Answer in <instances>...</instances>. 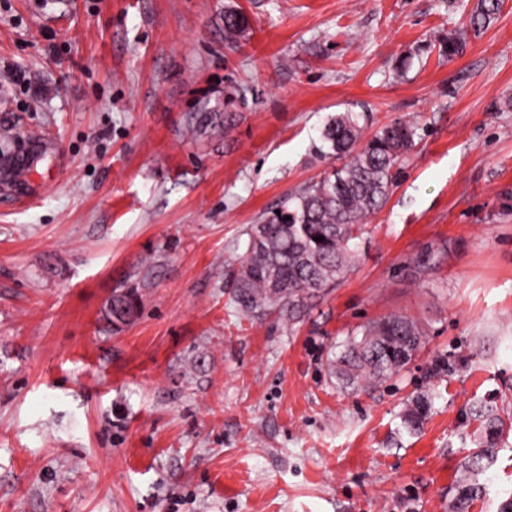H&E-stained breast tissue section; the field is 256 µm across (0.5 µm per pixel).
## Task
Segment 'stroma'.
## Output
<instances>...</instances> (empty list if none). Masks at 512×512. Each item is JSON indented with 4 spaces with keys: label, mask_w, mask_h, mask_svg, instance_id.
Returning a JSON list of instances; mask_svg holds the SVG:
<instances>
[{
    "label": "stroma",
    "mask_w": 512,
    "mask_h": 512,
    "mask_svg": "<svg viewBox=\"0 0 512 512\" xmlns=\"http://www.w3.org/2000/svg\"><path fill=\"white\" fill-rule=\"evenodd\" d=\"M475 3L0 0V512H456L470 407L512 419V0L478 35ZM227 107L232 130L190 133ZM347 110L416 146L355 270L301 323L247 317L228 265ZM393 313L424 347L340 390L337 344ZM476 481L464 512L512 498V429ZM136 306V297L132 291L114 295L110 308L112 319L118 322L130 320L135 314ZM432 407L431 394L424 391L412 397L405 405L401 416L404 430L413 434L419 431L430 415Z\"/></svg>",
    "instance_id": "35a3bbf8"
}]
</instances>
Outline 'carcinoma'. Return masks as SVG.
<instances>
[{
  "label": "carcinoma",
  "mask_w": 512,
  "mask_h": 512,
  "mask_svg": "<svg viewBox=\"0 0 512 512\" xmlns=\"http://www.w3.org/2000/svg\"><path fill=\"white\" fill-rule=\"evenodd\" d=\"M503 0H477L468 18L475 33L497 18ZM247 18L240 12L224 13V31L243 34ZM464 34L450 36L440 44L441 55L451 58L463 51ZM236 113L205 110L191 117V131L230 130ZM360 115L340 112L330 117L320 135L316 153L335 163L324 176L299 192L284 198L280 213H271L247 231L245 253L226 282L230 300L243 314L258 320L275 316L295 325L303 320L325 292L336 286L357 264L356 240L366 231L367 218L381 210L397 183L402 166L415 146V124L402 120L379 126L367 139ZM322 236L318 242L315 237ZM136 311L132 292L112 297V319L125 322ZM423 328L413 319L390 314L371 321L348 336L339 353L329 361L340 388L358 392L397 376L425 344ZM431 394L412 397L401 416L404 430L419 431L430 415ZM477 423L476 450L465 462L471 475L490 464L505 432L506 422L493 405L478 403L469 411ZM480 486L464 479L457 501L474 499Z\"/></svg>",
  "instance_id": "carcinoma-1"
}]
</instances>
